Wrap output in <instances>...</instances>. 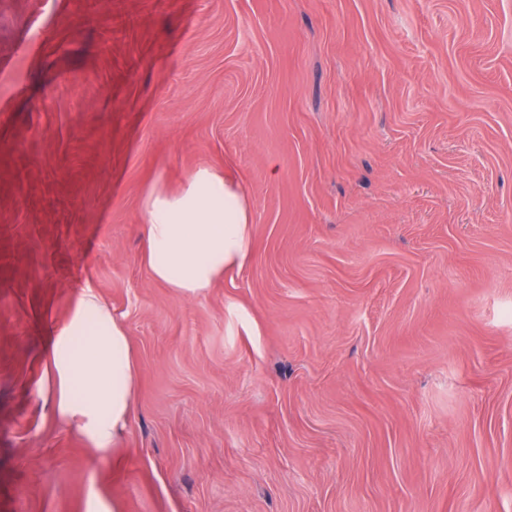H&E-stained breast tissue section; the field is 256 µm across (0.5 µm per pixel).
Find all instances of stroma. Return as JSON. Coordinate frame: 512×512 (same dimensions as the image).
Here are the masks:
<instances>
[{
    "mask_svg": "<svg viewBox=\"0 0 512 512\" xmlns=\"http://www.w3.org/2000/svg\"><path fill=\"white\" fill-rule=\"evenodd\" d=\"M245 188L156 282L143 199ZM91 284L139 371L97 457L36 396ZM512 512V0H0V512ZM142 248L153 278L180 298L205 295L250 255V208L224 172L196 169L176 192L156 181L144 198Z\"/></svg>",
    "mask_w": 512,
    "mask_h": 512,
    "instance_id": "obj_1",
    "label": "stroma"
}]
</instances>
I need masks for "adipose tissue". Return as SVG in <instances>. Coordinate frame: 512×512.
<instances>
[{"mask_svg":"<svg viewBox=\"0 0 512 512\" xmlns=\"http://www.w3.org/2000/svg\"><path fill=\"white\" fill-rule=\"evenodd\" d=\"M142 214L144 259L153 278L178 297L205 295L249 258L247 195L221 171L196 169L174 192L154 184ZM138 380L123 323L94 288L81 289L45 353L39 397L104 456L127 426Z\"/></svg>","mask_w":512,"mask_h":512,"instance_id":"obj_1","label":"adipose tissue"}]
</instances>
